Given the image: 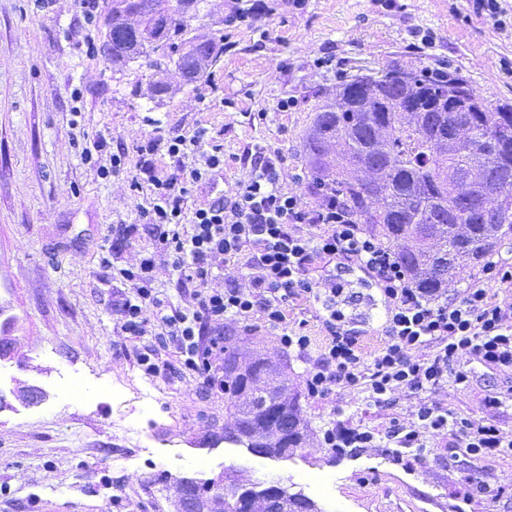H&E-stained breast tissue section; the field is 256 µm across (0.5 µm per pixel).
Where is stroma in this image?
<instances>
[{
  "mask_svg": "<svg viewBox=\"0 0 512 512\" xmlns=\"http://www.w3.org/2000/svg\"><path fill=\"white\" fill-rule=\"evenodd\" d=\"M268 2L274 12L239 25L234 48L200 80L150 102L147 59L116 72L99 54L103 11L88 19L81 0H0V336L15 342L12 357L0 359V512H176L171 478H214L230 466L252 480H281L323 512H512V406L486 403L512 398V369L462 355L453 366L469 371L464 386L399 392L383 407L362 384L313 396L305 391L311 357L254 322L243 336L259 352L282 354L311 431L293 459L273 461L214 443L223 394L202 396L187 375L145 374L141 340L119 329V305L132 293L119 271L153 250L146 232H126L152 201L132 151L146 137L204 127L236 157L214 180L190 186L191 213L235 191L250 171L247 151L264 145L284 158L285 188L309 201L303 135L316 108L351 79L440 68L512 104V32L474 15L470 0H307L301 10ZM321 57L332 65L316 67ZM285 97L295 104L284 112ZM120 144L129 150L124 172L100 175ZM322 273L345 285L342 309L363 330L365 351L381 346L384 309L372 278L343 264ZM73 377L90 400L61 394ZM22 386L47 397L25 404L15 396ZM422 400L473 422L494 419L507 448L477 461L454 435L432 431L426 461L407 467L387 448L324 444L337 425L382 434L393 422L410 425ZM469 478L491 494L464 497Z\"/></svg>",
  "mask_w": 512,
  "mask_h": 512,
  "instance_id": "35a3bbf8",
  "label": "stroma"
}]
</instances>
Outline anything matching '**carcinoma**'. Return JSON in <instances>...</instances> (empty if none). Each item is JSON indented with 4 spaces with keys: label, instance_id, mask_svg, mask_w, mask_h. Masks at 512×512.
Returning a JSON list of instances; mask_svg holds the SVG:
<instances>
[{
    "label": "carcinoma",
    "instance_id": "cac0c4a2",
    "mask_svg": "<svg viewBox=\"0 0 512 512\" xmlns=\"http://www.w3.org/2000/svg\"><path fill=\"white\" fill-rule=\"evenodd\" d=\"M171 0H139L140 17L128 28L124 10L112 0L106 16L102 52L120 70L148 51L165 48L178 54V69L197 80L224 52L209 39L197 42L186 15L170 8ZM460 106L448 111V98ZM412 106L429 118L419 127L401 122L397 108ZM475 122L465 152L452 156L438 147L448 125L470 108ZM312 183L336 191L355 221L401 265L409 283L424 293L443 294L463 265L482 267L512 244V104L478 93L464 78L431 79L391 70L375 78L359 77L336 89L334 98L315 113L305 140ZM493 157L504 179L498 189V214L487 222L458 205L453 180ZM240 355L235 342H224V442L245 446L250 431L255 444L276 457L282 448H303L307 425L300 414V394L280 400L276 390L248 389L230 367ZM210 480L178 479L177 487L195 506ZM313 500L288 492L284 512H309Z\"/></svg>",
    "mask_w": 512,
    "mask_h": 512
}]
</instances>
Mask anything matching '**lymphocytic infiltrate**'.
I'll return each instance as SVG.
<instances>
[{"label": "lymphocytic infiltrate", "instance_id": "lymphocytic-infiltrate-1", "mask_svg": "<svg viewBox=\"0 0 512 512\" xmlns=\"http://www.w3.org/2000/svg\"><path fill=\"white\" fill-rule=\"evenodd\" d=\"M206 135L201 128L189 139L151 136L135 147L140 170L154 187V201L141 218L151 230L155 252L122 269L133 295L119 312L121 331L145 341L138 363L147 374L159 375L178 364L196 375L202 392L219 391L217 360L224 352L228 319L245 325L262 321L279 332L283 347L309 353L312 339L289 331L288 309L317 297L323 300L327 342L306 374L310 394L362 384L374 404L384 405L400 390L417 394L450 382L461 385L468 382V372L449 369L460 353L512 368V298L494 292L495 286L512 285L511 260L488 262L482 279L461 299L427 296L411 286L392 253L364 233L335 194L318 192L304 203L285 190L282 155L268 146L255 148L249 177L234 192L186 218L188 183L228 166L223 145H212L203 167L185 177L158 175L153 157L162 149L183 156ZM159 254L171 258L179 281L190 286L188 307L172 306L157 295L153 270ZM330 262L354 265L373 279L385 309L386 340L379 350L364 352L359 334L346 329V315L336 307L343 284L310 280V271ZM227 267L244 271V278L228 276L223 287H211L215 271ZM416 416L413 425L386 433L397 460L424 461V437L432 430L459 435L477 460L503 446L493 419L474 423L425 402Z\"/></svg>", "mask_w": 512, "mask_h": 512}]
</instances>
